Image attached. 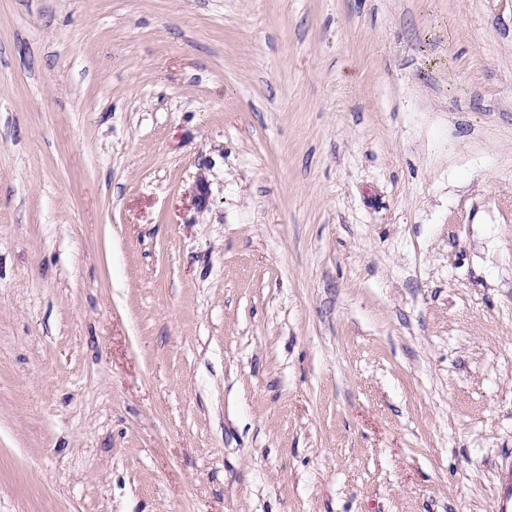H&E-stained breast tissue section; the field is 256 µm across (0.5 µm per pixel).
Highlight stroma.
Listing matches in <instances>:
<instances>
[{
	"instance_id": "stroma-1",
	"label": "stroma",
	"mask_w": 512,
	"mask_h": 512,
	"mask_svg": "<svg viewBox=\"0 0 512 512\" xmlns=\"http://www.w3.org/2000/svg\"><path fill=\"white\" fill-rule=\"evenodd\" d=\"M0 512H512V0H0Z\"/></svg>"
}]
</instances>
